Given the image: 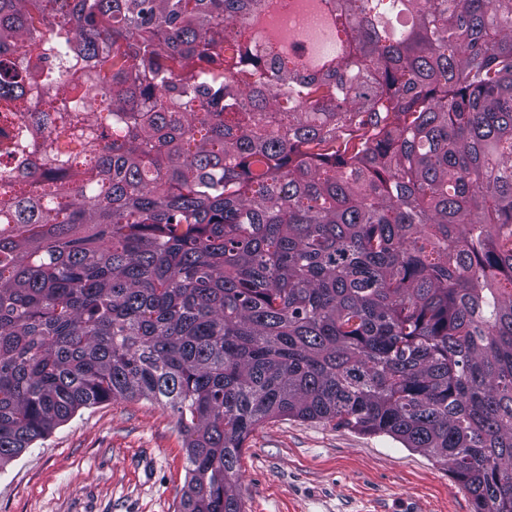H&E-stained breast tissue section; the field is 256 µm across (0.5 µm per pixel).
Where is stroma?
I'll return each instance as SVG.
<instances>
[{"label":"stroma","mask_w":512,"mask_h":512,"mask_svg":"<svg viewBox=\"0 0 512 512\" xmlns=\"http://www.w3.org/2000/svg\"><path fill=\"white\" fill-rule=\"evenodd\" d=\"M176 420L144 399L80 409L0 470V512H179L187 463ZM237 472L243 512H472L442 462L326 421L266 420Z\"/></svg>","instance_id":"stroma-1"}]
</instances>
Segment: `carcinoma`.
Segmentation results:
<instances>
[{
	"mask_svg": "<svg viewBox=\"0 0 512 512\" xmlns=\"http://www.w3.org/2000/svg\"><path fill=\"white\" fill-rule=\"evenodd\" d=\"M325 2L307 68L257 48L265 0H0V470L138 397L181 512H241L280 416L512 512V0Z\"/></svg>",
	"mask_w": 512,
	"mask_h": 512,
	"instance_id": "1",
	"label": "carcinoma"
}]
</instances>
